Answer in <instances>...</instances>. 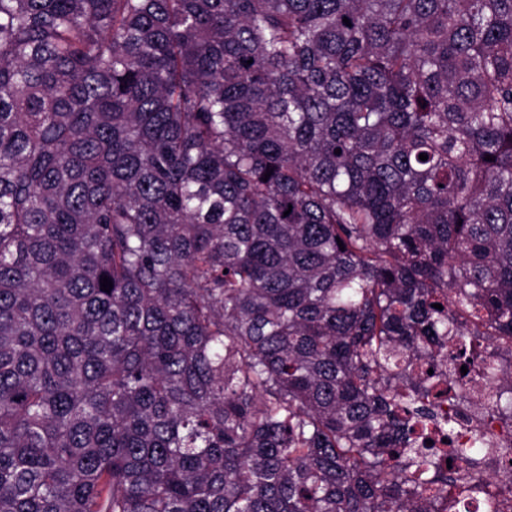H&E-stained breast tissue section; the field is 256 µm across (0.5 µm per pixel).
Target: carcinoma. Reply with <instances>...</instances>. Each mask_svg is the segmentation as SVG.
<instances>
[{
  "mask_svg": "<svg viewBox=\"0 0 512 512\" xmlns=\"http://www.w3.org/2000/svg\"><path fill=\"white\" fill-rule=\"evenodd\" d=\"M486 317L512 0H0V512L448 509Z\"/></svg>",
  "mask_w": 512,
  "mask_h": 512,
  "instance_id": "1",
  "label": "carcinoma"
}]
</instances>
